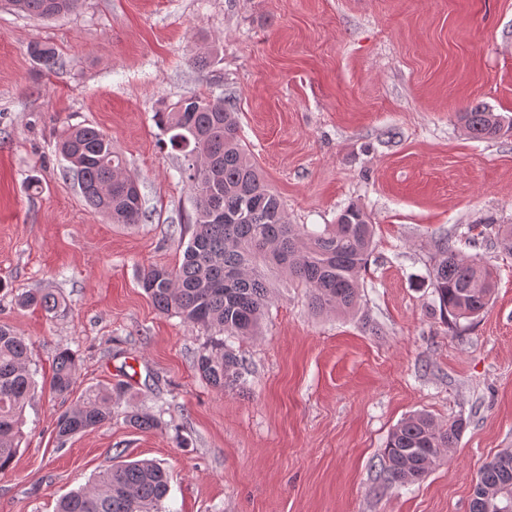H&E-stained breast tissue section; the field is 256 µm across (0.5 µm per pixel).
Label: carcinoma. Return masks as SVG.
Returning a JSON list of instances; mask_svg holds the SVG:
<instances>
[{
  "label": "carcinoma",
  "instance_id": "1",
  "mask_svg": "<svg viewBox=\"0 0 512 512\" xmlns=\"http://www.w3.org/2000/svg\"><path fill=\"white\" fill-rule=\"evenodd\" d=\"M81 2L7 0L18 12L40 19L73 13ZM28 53L49 71L63 66L47 43H30ZM460 120L473 139L492 140L512 133V120L507 122L480 104L460 113ZM158 124L170 134L171 147L187 158V166L179 173L195 194V228L182 264L175 269L151 266L139 285L159 312L173 313L212 332L195 368L212 386L222 389L240 380L243 366L227 340L255 335L271 301L267 271L281 270L308 288L310 304L319 313L353 311L359 306L374 224L370 214L354 205L321 231L288 223L282 200L264 182L242 144L237 107L231 99L184 98L171 111L158 113ZM57 149L91 210L107 215L114 224L134 226L145 220L141 195L134 190L137 181L127 172L122 156L112 150L106 134L78 126L61 138ZM213 195L223 203L222 221L212 215L209 199ZM458 241L511 256L512 225L499 227L490 238L479 225L469 224L435 241L431 285L445 321L479 316L494 287L492 270L477 257H461ZM19 303L47 312L62 305L52 292L25 293ZM76 369V356L67 349L59 351L50 380L52 392H71ZM36 388L29 337L0 324V473L12 468L19 452L24 410ZM121 392L118 386L88 388L74 408L58 416L57 439L63 443L110 422ZM127 419L140 430L158 426L150 414L136 412ZM465 426L461 417L442 426L423 413L401 421L386 442L389 479L399 485L421 480L431 462L455 446ZM170 479L169 471L155 461H122L99 473L91 486L62 498L57 512H163ZM511 497L512 451L507 450L481 468L470 509L499 512L502 501Z\"/></svg>",
  "mask_w": 512,
  "mask_h": 512
}]
</instances>
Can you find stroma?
<instances>
[{
	"label": "stroma",
	"mask_w": 512,
	"mask_h": 512,
	"mask_svg": "<svg viewBox=\"0 0 512 512\" xmlns=\"http://www.w3.org/2000/svg\"><path fill=\"white\" fill-rule=\"evenodd\" d=\"M34 41L63 67L37 65ZM195 94L236 101L289 223L320 230L356 204L376 225L356 311L315 313L305 288L269 272L257 335L232 343L242 377L221 389L195 369L209 332L139 286L149 266L180 265L192 233L183 154L157 115ZM478 103L512 118V0H83L53 20L0 0V322L30 337L38 381L0 512H55L121 459L169 470L168 512H469L479 470L512 448V256L479 252L494 292L453 328L430 275L454 225L512 224V136L474 140L458 120ZM74 125L111 138L142 224L86 206L56 151ZM39 290L64 307L18 305ZM64 348L77 370L61 396L49 380ZM117 383L111 422L59 444L58 414ZM128 411L161 422L141 431ZM415 412L467 426L400 486L385 445Z\"/></svg>",
	"instance_id": "35a3bbf8"
}]
</instances>
